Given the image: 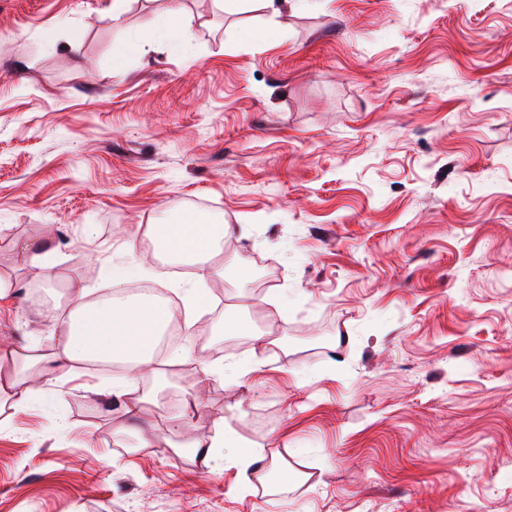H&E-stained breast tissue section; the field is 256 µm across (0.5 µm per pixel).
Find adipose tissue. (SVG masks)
Wrapping results in <instances>:
<instances>
[{"instance_id": "adipose-tissue-1", "label": "adipose tissue", "mask_w": 512, "mask_h": 512, "mask_svg": "<svg viewBox=\"0 0 512 512\" xmlns=\"http://www.w3.org/2000/svg\"><path fill=\"white\" fill-rule=\"evenodd\" d=\"M237 232V227L229 224L202 222L188 210L164 213L147 228L156 256L164 257L170 265L193 268L198 286L192 299L199 307L207 300L203 286L219 268L217 259L224 253L225 241ZM42 314L60 331L55 350L37 356L24 346L0 344V366L22 362L32 375L44 377L57 368L97 358L123 364L133 375L146 369L154 371L160 365L153 355L155 340L178 318L174 307L148 296L89 302L81 292L67 304L43 307ZM193 446L207 455L213 449H223L230 464L243 475L252 472L262 478L269 468L263 449L242 445L228 424L194 441Z\"/></svg>"}]
</instances>
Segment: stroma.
<instances>
[{"label": "stroma", "mask_w": 512, "mask_h": 512, "mask_svg": "<svg viewBox=\"0 0 512 512\" xmlns=\"http://www.w3.org/2000/svg\"><path fill=\"white\" fill-rule=\"evenodd\" d=\"M173 1L186 38L114 67ZM112 3L0 0V342L50 351L36 303L119 264L184 307L190 271L145 245L166 208L247 225L224 244L242 288L222 308L208 280L183 360L140 377L146 447L115 433L116 370L0 408V512H512V0H125L118 26ZM222 423L282 491L170 446ZM26 251L28 252L29 264L37 270L41 282L49 284L53 279L52 269L57 258L56 249L51 245L38 243L28 246Z\"/></svg>", "instance_id": "1"}]
</instances>
